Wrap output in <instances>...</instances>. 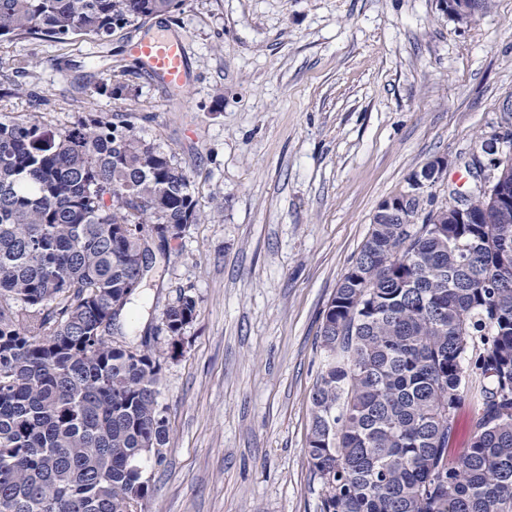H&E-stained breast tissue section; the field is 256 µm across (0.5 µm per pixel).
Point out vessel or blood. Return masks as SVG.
<instances>
[{"label":"vessel or blood","instance_id":"1","mask_svg":"<svg viewBox=\"0 0 512 512\" xmlns=\"http://www.w3.org/2000/svg\"><path fill=\"white\" fill-rule=\"evenodd\" d=\"M133 54L139 64L172 89L187 83L188 64L184 41L173 35H158L135 43Z\"/></svg>","mask_w":512,"mask_h":512}]
</instances>
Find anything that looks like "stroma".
<instances>
[{"instance_id":"obj_1","label":"stroma","mask_w":512,"mask_h":512,"mask_svg":"<svg viewBox=\"0 0 512 512\" xmlns=\"http://www.w3.org/2000/svg\"><path fill=\"white\" fill-rule=\"evenodd\" d=\"M183 38L187 91L131 47ZM122 99L98 96L106 81ZM54 127L127 115L175 156L215 220L157 251L132 309L139 342L195 296L162 363L170 444L145 512H319L304 452L322 316L382 202L438 157L445 201L482 140L512 123V0L470 24L437 0H184L109 40L0 42V114ZM197 312V300L191 294L181 291L176 300L162 312V324L166 327V338L170 356L175 357L181 345L186 328L194 321Z\"/></svg>"}]
</instances>
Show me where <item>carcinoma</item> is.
I'll use <instances>...</instances> for the list:
<instances>
[{
    "label": "carcinoma",
    "mask_w": 512,
    "mask_h": 512,
    "mask_svg": "<svg viewBox=\"0 0 512 512\" xmlns=\"http://www.w3.org/2000/svg\"><path fill=\"white\" fill-rule=\"evenodd\" d=\"M184 0H0V41L107 40ZM488 176L512 197V158ZM477 224H419L422 207ZM206 219L127 120L0 117V512H143L169 428L161 363L123 335L152 237ZM324 311L304 451L319 512H512V209L474 193L374 215ZM162 312L170 356L194 321ZM471 394V446L448 458Z\"/></svg>",
    "instance_id": "carcinoma-1"
}]
</instances>
